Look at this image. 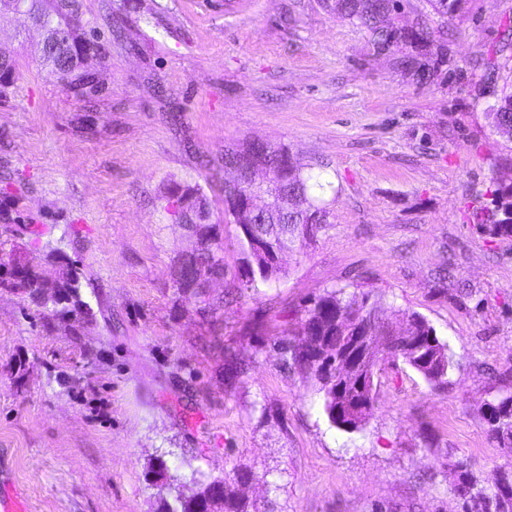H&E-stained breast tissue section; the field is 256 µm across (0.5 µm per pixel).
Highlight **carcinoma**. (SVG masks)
<instances>
[{
	"mask_svg": "<svg viewBox=\"0 0 512 512\" xmlns=\"http://www.w3.org/2000/svg\"><path fill=\"white\" fill-rule=\"evenodd\" d=\"M432 10L445 17L460 7L462 0H428ZM14 7L26 14L41 28L59 33L55 44L36 47L35 54L47 75L62 87H75L80 96L91 99L101 91L99 74L85 66L89 57L105 58L97 27L83 18L80 0H0V6ZM327 11L340 19L357 22L369 34L370 41L384 46L398 40L427 42L435 33L409 30L395 24L399 0H324ZM0 67V98L7 95L17 80L13 56L3 52ZM286 149L260 141H246L224 148L222 162L236 169L256 164L272 175L273 188L284 191L291 199L278 210L255 208L249 212L247 231L239 232L238 242L243 267L242 278L232 282L237 292L255 290L285 276L282 264L271 262L268 254L256 243L264 242L272 250L283 248L292 252L327 223L328 211L315 204L310 178L300 164L277 166L278 154ZM495 215L493 231L512 235V184H498L491 191ZM165 209L177 217L197 237V245L189 255L177 257L171 267V278L178 294L199 305L203 313L218 317L224 312V298H214L209 284L224 278V253L215 245L217 235L209 223V203L200 189H189L179 195L171 193ZM16 265L0 258L3 276L0 290L20 293L38 307L42 326L54 331L64 330L73 336L83 325L95 318L81 289L91 288V279L70 262L59 250L49 247L41 261L12 255ZM382 298L371 291L349 294L343 288L326 290L310 300L304 317L292 335L274 342L284 365L313 377L321 394L323 413L337 428L349 433L364 431L376 401L375 369L387 359H402L433 388H448L455 368L449 346L440 340L429 322L416 312H402L403 327L396 329L383 319ZM363 329L368 332L364 346L365 372L363 385L346 372L351 354L346 352L350 336ZM500 390L484 412L489 435L501 441L493 414L512 406V372L498 374ZM453 491L459 499L460 512H512V471L498 469L487 477H479L463 461L452 464ZM226 481L214 479L209 485L224 486V512H247Z\"/></svg>",
	"mask_w": 512,
	"mask_h": 512,
	"instance_id": "cac0c4a2",
	"label": "carcinoma"
}]
</instances>
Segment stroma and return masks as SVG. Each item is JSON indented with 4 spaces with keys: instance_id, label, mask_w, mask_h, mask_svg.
<instances>
[{
    "instance_id": "obj_1",
    "label": "stroma",
    "mask_w": 512,
    "mask_h": 512,
    "mask_svg": "<svg viewBox=\"0 0 512 512\" xmlns=\"http://www.w3.org/2000/svg\"><path fill=\"white\" fill-rule=\"evenodd\" d=\"M81 10L105 38V60L87 61L104 82L92 105L39 66L40 29L0 14L17 68L0 98V211L42 231L0 222V257L60 249L97 311L67 336L0 292V491L25 512H164L163 465L183 497L220 477L248 512H458L450 463L507 464L482 412L512 369V236L487 220L495 183L512 180V141L489 117L512 92L497 51L512 0H463L446 18L401 0L397 26L445 34L387 51L322 0ZM421 55L441 60L423 80L400 66ZM249 139L287 149L329 215L284 278L231 295L237 229L209 164ZM176 186L202 189L220 227L215 323L170 276L195 245L165 209ZM331 288L374 291L392 321L424 316L458 363L448 389L388 364L365 431L331 426L315 379L273 346Z\"/></svg>"
}]
</instances>
